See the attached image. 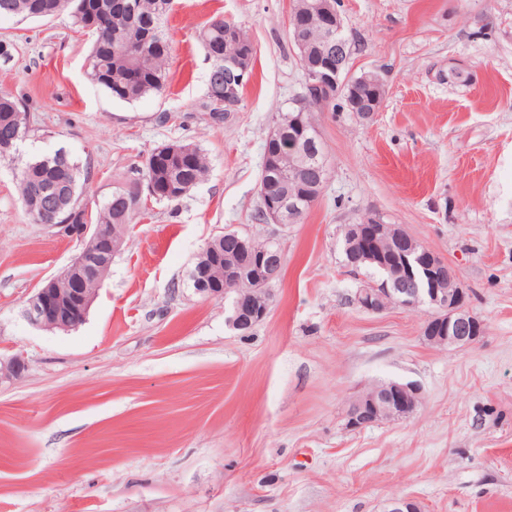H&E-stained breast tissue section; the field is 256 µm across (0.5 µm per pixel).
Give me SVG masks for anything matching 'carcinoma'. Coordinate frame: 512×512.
<instances>
[{
	"label": "carcinoma",
	"instance_id": "carcinoma-1",
	"mask_svg": "<svg viewBox=\"0 0 512 512\" xmlns=\"http://www.w3.org/2000/svg\"><path fill=\"white\" fill-rule=\"evenodd\" d=\"M58 13L68 12L73 23L91 34L92 49L88 57L90 79L113 97L128 103L161 94L167 87L170 66V43L164 22L173 0H50ZM31 18L30 0H0V17ZM211 70L224 73V58L243 68H253L254 59L240 58L236 46L251 43L240 26L215 19L199 33ZM209 111H224V83H208ZM325 107L315 105L305 112L307 123L304 141L320 142L315 129V113ZM292 109L280 114L276 128L280 132L277 164L266 169L277 178L278 192L301 195L288 162V143L301 136L291 123ZM16 130L25 137L29 132L27 104L12 93L0 90V137ZM210 169L208 156L195 144L173 141L161 144L148 153L142 163L141 178L115 188L96 214L80 204L88 171L65 150L32 156L20 169L17 192L27 214L35 224H47L41 211L54 212L72 224H96L107 236L125 237L134 217L143 212L141 185L149 183L162 191L168 185L180 193L160 197L174 202L188 195L202 183Z\"/></svg>",
	"mask_w": 512,
	"mask_h": 512
}]
</instances>
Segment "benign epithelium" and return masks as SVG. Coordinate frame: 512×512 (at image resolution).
Returning <instances> with one entry per match:
<instances>
[{
  "mask_svg": "<svg viewBox=\"0 0 512 512\" xmlns=\"http://www.w3.org/2000/svg\"><path fill=\"white\" fill-rule=\"evenodd\" d=\"M318 15L325 32V39L334 46L336 55H328L317 64L304 68L306 93L298 106L305 110L311 105L325 104L335 99H343L349 111L363 120H370L380 108L385 92L384 78L371 74L376 87L369 98H359L349 92L351 70L349 67L352 50L343 36L344 22L332 0H319L308 7V13L296 10L291 27L299 31L307 25L308 14ZM244 84V75L232 63L224 64V104L234 107L238 103V87ZM266 215L276 224L281 223L286 214L301 213L294 197H285L269 189L268 179L261 184ZM59 233L84 242V248L72 260V264L85 263L87 245L93 238L91 224H56ZM377 238H393L399 250L396 269L390 278L380 284L360 288L354 296V303L361 309L382 313L391 305L403 309L428 306L433 313L424 326L427 343L438 347H463L474 344L484 333V323L479 321L468 307L466 295L461 287L427 288L423 291L410 287L411 264L409 256L416 249L417 242L404 230L393 224H378L374 231ZM240 249L251 260L249 265L252 282L272 283L278 280L284 268L282 248L255 251L243 239L238 240ZM199 288L195 292L205 298H223L232 291V301L228 322L238 330H248L263 320L272 302L271 291L259 295L250 288L241 287L244 282L241 269L233 264L224 267L223 279L215 284L208 282V272H197ZM93 301L89 290L80 284H71V279L62 271L48 279L28 299L23 315L34 327L46 330L70 329L84 319ZM26 368L25 360L16 354L6 361L0 360V379H18ZM421 403L420 388L412 383L381 382L369 386L351 404L346 414V427L360 430L380 421H398L413 415ZM383 512H421L420 506L410 497L391 499Z\"/></svg>",
  "mask_w": 512,
  "mask_h": 512,
  "instance_id": "7a95c632",
  "label": "benign epithelium"
}]
</instances>
